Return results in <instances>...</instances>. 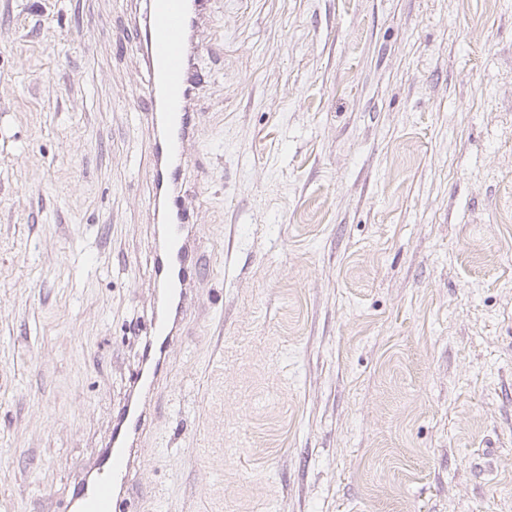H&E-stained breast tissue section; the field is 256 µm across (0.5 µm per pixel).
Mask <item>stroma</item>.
Returning a JSON list of instances; mask_svg holds the SVG:
<instances>
[{
	"mask_svg": "<svg viewBox=\"0 0 512 512\" xmlns=\"http://www.w3.org/2000/svg\"><path fill=\"white\" fill-rule=\"evenodd\" d=\"M143 0H0V512L131 397L160 225ZM213 277L134 483L161 512H512V0H214Z\"/></svg>",
	"mask_w": 512,
	"mask_h": 512,
	"instance_id": "1",
	"label": "stroma"
}]
</instances>
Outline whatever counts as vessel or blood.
Masks as SVG:
<instances>
[{
	"mask_svg": "<svg viewBox=\"0 0 512 512\" xmlns=\"http://www.w3.org/2000/svg\"><path fill=\"white\" fill-rule=\"evenodd\" d=\"M211 2L146 0L143 23L121 33L124 42L142 45L149 76L148 94L137 110L147 126L153 182L163 199L157 261L162 273L156 285L169 308L152 316L153 359L136 369L132 380L138 400L118 412L108 444L89 467L91 480L76 483L69 501L58 503V512H126L133 492L131 476L141 456L140 439L148 426L147 408L161 389L163 364L180 343L184 324L200 314L194 292L211 268L195 245L198 227L183 179L200 123L195 99L201 82L195 59L212 28Z\"/></svg>",
	"mask_w": 512,
	"mask_h": 512,
	"instance_id": "b4317fda",
	"label": "vessel or blood"
}]
</instances>
